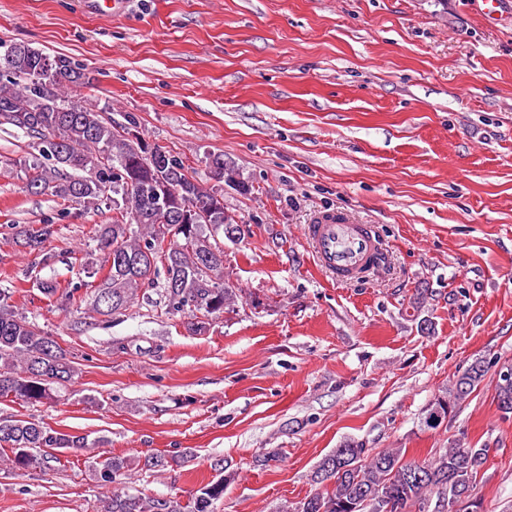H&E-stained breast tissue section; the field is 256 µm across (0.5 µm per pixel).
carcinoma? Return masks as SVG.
<instances>
[{"label":"carcinoma","instance_id":"1","mask_svg":"<svg viewBox=\"0 0 512 512\" xmlns=\"http://www.w3.org/2000/svg\"><path fill=\"white\" fill-rule=\"evenodd\" d=\"M84 74L66 55H48L28 43L0 42V125H11L33 140L35 153L26 171L28 192L112 207V223L95 226L98 249L108 271L92 295V312L103 317L127 309L145 288L161 284L165 314L185 319L201 333L237 299L236 286L224 277V251L214 237L240 232L224 210L223 190L188 174L183 162L159 147L149 148L135 122L118 131L95 106L75 100ZM211 179L248 191L221 155L211 158ZM52 224H9L5 236L27 252H40L53 236ZM46 297L77 302L80 287L63 292L50 281L39 283ZM488 363L475 360L433 402L452 415L483 382ZM80 369L57 340L20 315L0 291V398L27 404L53 397L54 386L75 382ZM498 408L512 413V375L498 377ZM87 438L52 429L36 420L0 419V449L9 451L10 468L25 471L48 463L35 448L54 451L85 448ZM488 450L457 443L432 460L405 458V449L373 452L346 441L325 455L312 481L321 491L291 512H396L429 500L435 512H455L472 499ZM160 456L134 461L113 455L99 477L111 488L106 512H215L224 499L226 477L219 476L183 500L117 490L133 466L147 469Z\"/></svg>","mask_w":512,"mask_h":512}]
</instances>
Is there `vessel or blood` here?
I'll return each instance as SVG.
<instances>
[{
    "instance_id": "b4317fda",
    "label": "vessel or blood",
    "mask_w": 512,
    "mask_h": 512,
    "mask_svg": "<svg viewBox=\"0 0 512 512\" xmlns=\"http://www.w3.org/2000/svg\"><path fill=\"white\" fill-rule=\"evenodd\" d=\"M315 266L336 281L361 278L379 247L362 225L337 213H323L304 229Z\"/></svg>"
}]
</instances>
